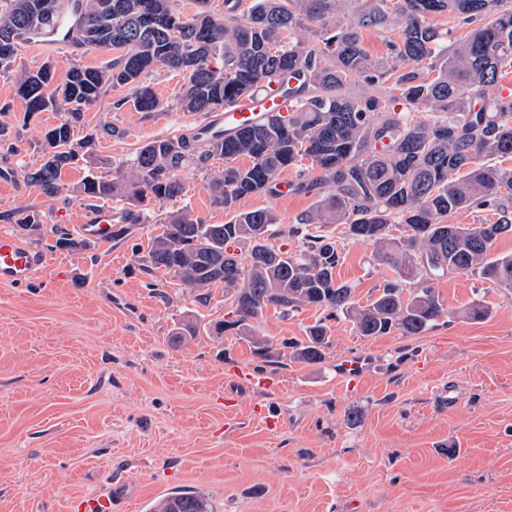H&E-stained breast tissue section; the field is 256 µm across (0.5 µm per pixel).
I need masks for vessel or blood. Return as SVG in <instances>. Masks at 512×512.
<instances>
[{"mask_svg": "<svg viewBox=\"0 0 512 512\" xmlns=\"http://www.w3.org/2000/svg\"><path fill=\"white\" fill-rule=\"evenodd\" d=\"M294 101L293 94L273 82L265 89L242 96L230 111L213 113L207 125L230 134L262 124L272 116L287 115ZM116 220L112 207L92 208L86 211L78 232L81 236L108 242L112 239ZM45 263L42 254L25 246L13 233L0 231V284L27 285L44 269ZM118 495V488L105 487L75 496L68 504V512H112Z\"/></svg>", "mask_w": 512, "mask_h": 512, "instance_id": "vessel-or-blood-1", "label": "vessel or blood"}]
</instances>
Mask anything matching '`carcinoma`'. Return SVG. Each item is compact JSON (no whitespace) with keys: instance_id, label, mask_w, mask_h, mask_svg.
Returning <instances> with one entry per match:
<instances>
[{"instance_id":"cac0c4a2","label":"carcinoma","mask_w":512,"mask_h":512,"mask_svg":"<svg viewBox=\"0 0 512 512\" xmlns=\"http://www.w3.org/2000/svg\"><path fill=\"white\" fill-rule=\"evenodd\" d=\"M224 0L223 11L185 14L177 0H0V74H13L16 96L25 103L24 119L40 112L64 113L43 132L41 164L25 178L47 197L62 190V170L78 158L95 160L96 136L75 138L83 112L107 89L123 86L144 120L163 112L146 75L165 67L183 75L180 106L205 116L229 109L264 83L298 82L292 111L238 132L207 130L155 139L142 145L129 171L112 179L89 174L75 187L76 199L126 201L125 224L112 238L140 224L150 200L163 202L186 194L193 172L207 174L214 205L230 219L206 224L182 208L161 223L147 242L139 270L161 272L191 288L224 286L233 317L206 333L226 332L248 342L264 362L287 358L322 363L332 346L321 319L306 338L270 348L251 325L269 306L284 313L313 306L326 317L342 315L364 338L422 336L448 315L434 280L471 274L512 291V254L492 257L496 240L512 233V168L491 163L512 156V95L498 90L503 69H512V0H361L353 20H333L340 0ZM446 15L465 29L453 44L448 31L433 23ZM396 19L391 55L374 60L363 47L362 30ZM61 21L78 46L104 49L112 58L97 68L72 65L57 82L56 62L30 69L16 64L18 47L30 35ZM309 29L305 41L297 29ZM362 81L381 95H349L347 85ZM388 88H383L384 83ZM427 115L414 120L415 113ZM241 158L249 165L238 164ZM310 162L311 185L291 190L318 191V204L297 220L291 235L304 239L299 251L283 252L269 241L276 224L267 209L242 211L251 195L276 194L280 175ZM219 168H214V165ZM491 211L487 224H449L462 210ZM24 230L43 224L28 206L0 216ZM347 225L349 234L373 247L377 264L393 276L364 305L355 289L336 280L340 252L328 233L308 227ZM401 225L394 236L390 227ZM242 246L246 255L229 251ZM200 325L185 320L174 341L190 342ZM153 512H211L195 489L169 493Z\"/></svg>"}]
</instances>
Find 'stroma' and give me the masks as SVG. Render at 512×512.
Here are the masks:
<instances>
[{"mask_svg":"<svg viewBox=\"0 0 512 512\" xmlns=\"http://www.w3.org/2000/svg\"><path fill=\"white\" fill-rule=\"evenodd\" d=\"M49 57L61 80L70 65L97 67L109 54L25 42L18 52L32 68ZM147 81L164 104L155 120L129 104L114 109L124 87L86 110L78 135L120 131L98 139V172H126L147 141L204 123L180 107V75L158 67ZM61 119L40 113L18 126V151L0 147L9 174L0 214L40 210L42 230L18 237L47 261L27 286L0 284V512H67L71 497L109 484L126 489L117 512H151L181 488L202 492L212 512H512V292L472 275L440 279L449 321L422 336L362 338L330 320L332 346L318 365L262 363L231 334L173 346L179 321L223 320L230 302L218 285L203 303L198 289L150 278L141 249L172 211L190 208L208 224L224 223V211L197 173L185 196L149 203L125 239L56 249L57 232L75 234L85 206L44 196L24 171L37 167L36 144ZM317 199L309 189L259 194L240 207L271 210L273 246L294 251L288 230ZM329 231L342 252L337 279L366 303L390 270L345 225ZM476 302L488 307L485 319H470ZM322 316L271 306L253 326L277 349ZM449 388L459 397L450 409L439 401Z\"/></svg>","mask_w":512,"mask_h":512,"instance_id":"obj_1","label":"stroma"}]
</instances>
